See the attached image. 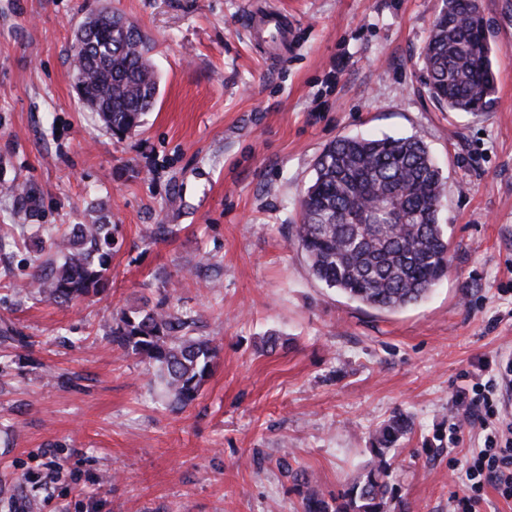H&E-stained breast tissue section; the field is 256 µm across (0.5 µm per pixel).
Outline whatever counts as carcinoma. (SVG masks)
<instances>
[{"mask_svg": "<svg viewBox=\"0 0 512 512\" xmlns=\"http://www.w3.org/2000/svg\"><path fill=\"white\" fill-rule=\"evenodd\" d=\"M151 46L140 28L117 13L86 18L71 46L75 88L114 135L131 133L157 101ZM484 0H442L422 53L427 95L448 112H483L497 76ZM446 182L417 136H343L317 159L315 178L295 225L310 273L326 288L378 311L422 301L448 271L449 240L438 214ZM371 207V224L343 220ZM66 247L19 284L48 301L68 304L104 289L118 239L110 224H60ZM170 292L148 309L112 323V345L152 366L174 409L191 404L210 377L218 346L194 335L198 314L180 310ZM409 432L401 414L372 437L373 459L341 495L327 500L310 474L292 478L305 488L303 512H406L389 482L391 447Z\"/></svg>", "mask_w": 512, "mask_h": 512, "instance_id": "cac0c4a2", "label": "carcinoma"}]
</instances>
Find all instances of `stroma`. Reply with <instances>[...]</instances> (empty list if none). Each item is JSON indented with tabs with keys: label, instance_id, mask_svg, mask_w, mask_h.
<instances>
[{
	"label": "stroma",
	"instance_id": "stroma-1",
	"mask_svg": "<svg viewBox=\"0 0 512 512\" xmlns=\"http://www.w3.org/2000/svg\"><path fill=\"white\" fill-rule=\"evenodd\" d=\"M250 2L0 0V327L30 341L0 344V512H302L279 459L337 495L398 413L399 496L453 512L482 440L474 425L449 443L455 399L512 349V0H485L498 90L475 114L422 84L441 0H263L287 17L284 55L256 40ZM103 7L149 39L159 82L122 138L72 79L73 32ZM410 135L447 183L448 272L378 312L312 277L299 201L336 138ZM95 220L121 243L103 292L58 305L13 291L48 256L24 225ZM167 290L220 347L180 410L106 336ZM272 332L286 345L269 353Z\"/></svg>",
	"mask_w": 512,
	"mask_h": 512
}]
</instances>
